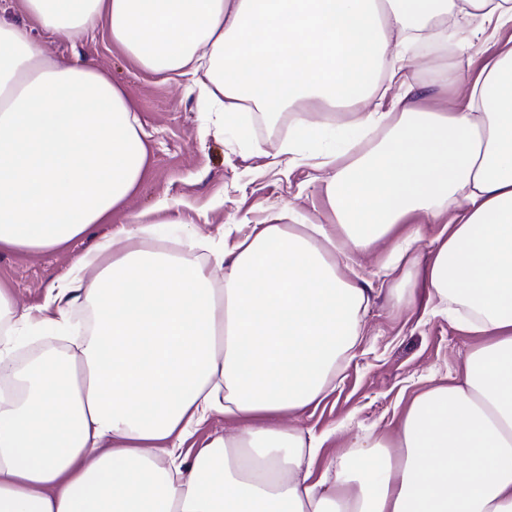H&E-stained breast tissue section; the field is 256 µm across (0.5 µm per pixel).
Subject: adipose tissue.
<instances>
[{"label":"adipose tissue","mask_w":512,"mask_h":512,"mask_svg":"<svg viewBox=\"0 0 512 512\" xmlns=\"http://www.w3.org/2000/svg\"><path fill=\"white\" fill-rule=\"evenodd\" d=\"M41 38L0 18V252L65 248L112 221L148 153L136 111L104 70L48 54L102 33L143 71L186 78L224 126L252 107L305 113L277 147L321 143L332 224H257L200 259L134 246L140 215L18 308L0 286V512H512V37L453 108L409 104L404 49L463 52L512 25V0H21ZM388 112L357 115L381 83ZM383 130L352 153L366 133ZM442 225L422 280L478 337L457 377L429 378L397 425L351 433L319 464L311 432L284 427L334 389L370 298L341 259L387 240L409 258ZM95 324L76 356L24 372L14 338ZM231 419L185 460L210 415Z\"/></svg>","instance_id":"obj_1"}]
</instances>
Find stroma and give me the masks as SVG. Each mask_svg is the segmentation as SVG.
<instances>
[{
	"label": "stroma",
	"mask_w": 512,
	"mask_h": 512,
	"mask_svg": "<svg viewBox=\"0 0 512 512\" xmlns=\"http://www.w3.org/2000/svg\"><path fill=\"white\" fill-rule=\"evenodd\" d=\"M49 51L60 59L77 57L103 67L113 83L125 89L142 124L148 168L126 210L115 212L111 223L95 225L65 250L0 252V282L10 286L18 307L42 304L49 286L132 214H142L147 224L193 228L216 245L246 235L251 225L267 223L274 213L281 223H288L291 208L308 222L334 223L324 184L332 171L317 169L316 155L308 153L290 164H278L257 155L230 131L204 126L197 95L190 91L188 81H167L140 70L103 36L53 44ZM482 60V54L473 49L446 57L408 50L405 66L415 86L413 99L420 108L446 111L450 93L433 84L434 69L452 65L465 77ZM388 257L389 249L382 245L357 257L362 284L371 290L365 334L351 356L337 365L334 391L306 410L298 422L302 429L326 436L325 448L330 453L342 445L334 434L341 421L352 419L357 431L380 433L392 428L408 398L426 378L456 376L476 342L445 316L431 313L416 267L400 268L393 279H379L377 273ZM394 289L415 290V303L396 304L390 296ZM87 312L86 303L72 307L70 337H22L18 362L51 347L76 353L80 317Z\"/></svg>",
	"instance_id": "35a3bbf8"
}]
</instances>
